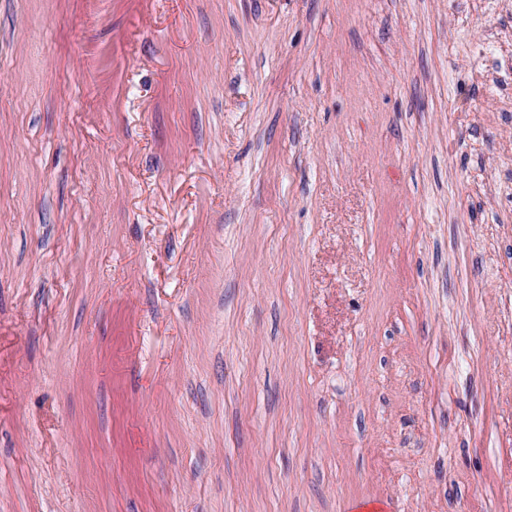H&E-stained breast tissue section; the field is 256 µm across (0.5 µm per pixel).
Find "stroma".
Wrapping results in <instances>:
<instances>
[{"label": "stroma", "mask_w": 512, "mask_h": 512, "mask_svg": "<svg viewBox=\"0 0 512 512\" xmlns=\"http://www.w3.org/2000/svg\"><path fill=\"white\" fill-rule=\"evenodd\" d=\"M512 512V0H0V512Z\"/></svg>", "instance_id": "obj_1"}]
</instances>
